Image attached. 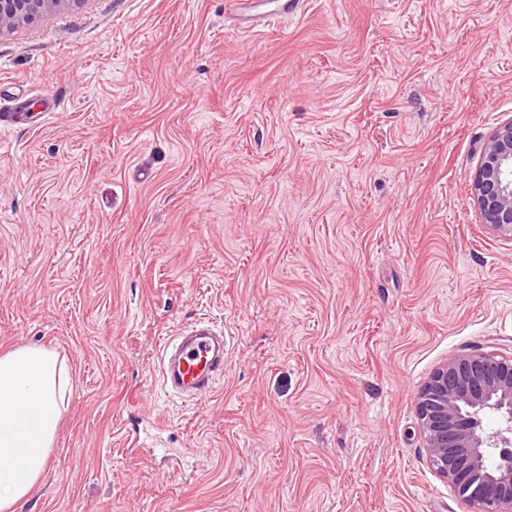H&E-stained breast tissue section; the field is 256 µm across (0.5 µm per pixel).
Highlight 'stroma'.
Here are the masks:
<instances>
[{"instance_id":"stroma-1","label":"stroma","mask_w":512,"mask_h":512,"mask_svg":"<svg viewBox=\"0 0 512 512\" xmlns=\"http://www.w3.org/2000/svg\"><path fill=\"white\" fill-rule=\"evenodd\" d=\"M230 8L0 34V352L74 380L24 512H469L416 403L457 355L512 357V240L470 198L512 121V0ZM201 320L224 376L182 399L159 342ZM254 1L257 0H241L239 3V9L242 11L255 12L253 17H256L258 21L266 22L267 18L275 16L293 15L300 9L301 4L304 3L302 0H273L276 3V8L271 13H260L254 10Z\"/></svg>"}]
</instances>
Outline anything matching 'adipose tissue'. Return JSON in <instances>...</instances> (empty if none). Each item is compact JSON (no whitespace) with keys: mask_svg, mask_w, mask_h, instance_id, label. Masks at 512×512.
I'll list each match as a JSON object with an SVG mask.
<instances>
[{"mask_svg":"<svg viewBox=\"0 0 512 512\" xmlns=\"http://www.w3.org/2000/svg\"><path fill=\"white\" fill-rule=\"evenodd\" d=\"M72 388L67 361L53 349L0 353V512H22L41 481Z\"/></svg>","mask_w":512,"mask_h":512,"instance_id":"ef3b65f1","label":"adipose tissue"}]
</instances>
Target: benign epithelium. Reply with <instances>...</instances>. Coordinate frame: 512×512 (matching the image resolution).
Instances as JSON below:
<instances>
[{"label":"benign epithelium","mask_w":512,"mask_h":512,"mask_svg":"<svg viewBox=\"0 0 512 512\" xmlns=\"http://www.w3.org/2000/svg\"><path fill=\"white\" fill-rule=\"evenodd\" d=\"M80 0H0V34ZM482 222L512 239V122L484 147L471 183ZM498 413L489 432L482 416ZM432 467L471 512H512V358L472 352L437 367L417 401Z\"/></svg>","instance_id":"7a95c632"}]
</instances>
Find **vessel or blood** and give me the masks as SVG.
Masks as SVG:
<instances>
[{"label": "vessel or blood", "instance_id": "vessel-or-blood-1", "mask_svg": "<svg viewBox=\"0 0 512 512\" xmlns=\"http://www.w3.org/2000/svg\"><path fill=\"white\" fill-rule=\"evenodd\" d=\"M227 338L205 321L185 326L164 340L160 376L165 389L188 399H201L224 375Z\"/></svg>", "mask_w": 512, "mask_h": 512}]
</instances>
